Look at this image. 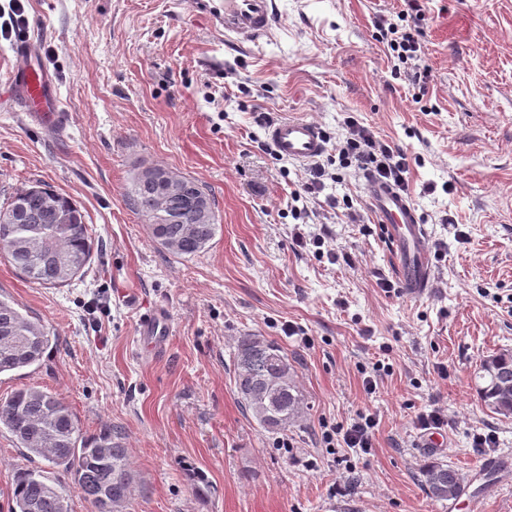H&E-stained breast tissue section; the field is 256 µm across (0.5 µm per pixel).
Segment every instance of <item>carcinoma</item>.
I'll return each mask as SVG.
<instances>
[{"instance_id": "cac0c4a2", "label": "carcinoma", "mask_w": 512, "mask_h": 512, "mask_svg": "<svg viewBox=\"0 0 512 512\" xmlns=\"http://www.w3.org/2000/svg\"><path fill=\"white\" fill-rule=\"evenodd\" d=\"M170 178L163 167H143L127 187V197L156 242L178 256L194 257L216 234L217 224L206 222L207 215H216L215 203L194 178L179 177L189 188L187 193L168 192ZM3 224L11 229L6 258L31 283L66 286L92 259V234L83 211L45 183L15 189L8 206L0 209ZM52 341L49 330L0 293V374L40 365ZM475 382L485 406L512 415V352L481 360ZM235 388L245 411L273 434L293 427L307 405L288 355L256 334L240 337ZM2 430L27 455L48 462V470L69 475L73 488L92 506L107 495L112 512H126L135 474L120 433L103 429L84 435L66 403L33 386L19 388L0 402ZM421 485L436 501H455L466 487L460 473L442 461L422 469ZM9 512H70L69 495L47 470L21 469L15 476Z\"/></svg>"}]
</instances>
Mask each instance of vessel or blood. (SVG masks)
<instances>
[{"instance_id": "b4317fda", "label": "vessel or blood", "mask_w": 512, "mask_h": 512, "mask_svg": "<svg viewBox=\"0 0 512 512\" xmlns=\"http://www.w3.org/2000/svg\"><path fill=\"white\" fill-rule=\"evenodd\" d=\"M224 39L247 49L268 40L277 21L276 0H224ZM11 82L30 103H39L46 93V79L25 64H18ZM267 135L283 158L308 162L320 157L326 142L318 126L302 118H286L269 127ZM367 196L378 227L389 242L402 288L423 295L431 278L428 231L416 204L392 186L369 182ZM140 332L155 347H162L169 323L162 310L141 314Z\"/></svg>"}]
</instances>
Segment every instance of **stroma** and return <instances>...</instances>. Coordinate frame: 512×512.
Wrapping results in <instances>:
<instances>
[{
    "instance_id": "obj_1",
    "label": "stroma",
    "mask_w": 512,
    "mask_h": 512,
    "mask_svg": "<svg viewBox=\"0 0 512 512\" xmlns=\"http://www.w3.org/2000/svg\"><path fill=\"white\" fill-rule=\"evenodd\" d=\"M212 5L29 0L33 64L51 80L58 124L9 89L16 41L0 38V207L22 185L49 184L80 205L94 239L88 271L61 288L26 281L0 255V291L55 338L38 369L0 375V400L44 388L84 435L120 432L137 475L127 512H512V466L484 468L512 449V417L488 409L474 381L480 360L512 351V0H429L423 89L392 75L375 39L377 17L401 0H278L274 39L248 51L225 43ZM258 110L334 141L352 113L407 152L433 259L423 296L381 288L396 278L391 249L354 170L309 201L307 242L295 243L306 167L262 149ZM149 165L214 199L218 228L198 256L160 246L132 209L126 189ZM346 194L359 223L326 202ZM153 307L170 321L158 351L139 334ZM247 333L287 353L306 394L286 435L236 395ZM433 408L437 452L422 448L417 421ZM362 413L378 420L369 453L329 447L325 434ZM477 433L494 447H474ZM431 460L458 470L465 495L426 496ZM34 465L0 432V512L17 470Z\"/></svg>"
}]
</instances>
